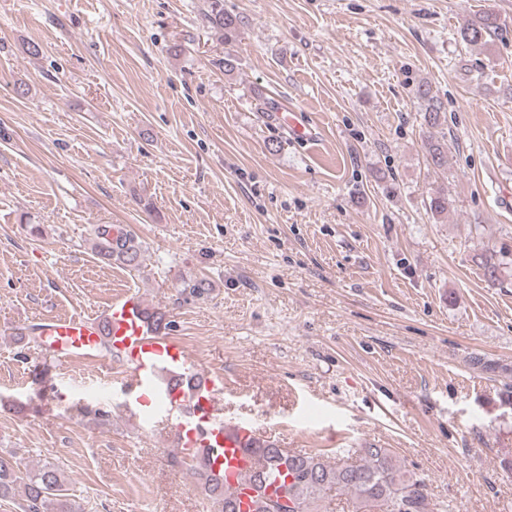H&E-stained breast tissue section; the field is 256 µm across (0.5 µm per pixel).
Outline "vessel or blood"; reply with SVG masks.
<instances>
[{
	"mask_svg": "<svg viewBox=\"0 0 512 512\" xmlns=\"http://www.w3.org/2000/svg\"><path fill=\"white\" fill-rule=\"evenodd\" d=\"M106 322L112 350L125 358L129 367L130 389L148 387L158 363L178 364L186 359L182 344L169 336L158 335L144 320L137 295L115 298L106 308ZM98 326L88 318L71 316L51 320L46 329L49 353L97 362L100 341ZM215 385L187 393L172 390L166 398L165 420L182 452L197 448L217 449L212 463L214 472L224 475V483L240 489L245 474L255 460L247 448L257 437L253 426L244 420H230L218 406Z\"/></svg>",
	"mask_w": 512,
	"mask_h": 512,
	"instance_id": "vessel-or-blood-1",
	"label": "vessel or blood"
}]
</instances>
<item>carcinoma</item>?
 <instances>
[{"instance_id": "1", "label": "carcinoma", "mask_w": 512, "mask_h": 512, "mask_svg": "<svg viewBox=\"0 0 512 512\" xmlns=\"http://www.w3.org/2000/svg\"><path fill=\"white\" fill-rule=\"evenodd\" d=\"M205 19L211 28L232 40L237 20L224 11V0H208ZM509 34L506 24L498 15L485 11L467 23L459 32L461 42L467 46L484 45L493 37L505 38ZM415 95L423 101L422 118L431 129L441 126L440 107L431 96L430 87L420 83ZM426 161L440 168L448 164V139L439 132L430 136ZM426 207L436 217L448 213V196L437 191L429 196ZM96 254L130 268L140 263V248L126 235H110L106 228H98ZM257 463L246 476L252 490L250 501L253 512H272L270 502L285 498L296 506L295 512H317L318 501L326 491L336 488L354 495L353 512H431L425 481L406 475L398 466L391 449L368 443L357 449L361 463L338 465L328 461L321 453L290 452L276 444L260 440L250 449ZM189 466L195 470L200 488L209 504V512H239V500L224 486L221 474L209 468L204 450L190 455ZM285 470L289 483H281L270 494L267 486L271 475ZM64 474L54 464L34 471L20 469L11 453L0 454V497L21 495L23 512H81L80 503L63 493Z\"/></svg>"}]
</instances>
